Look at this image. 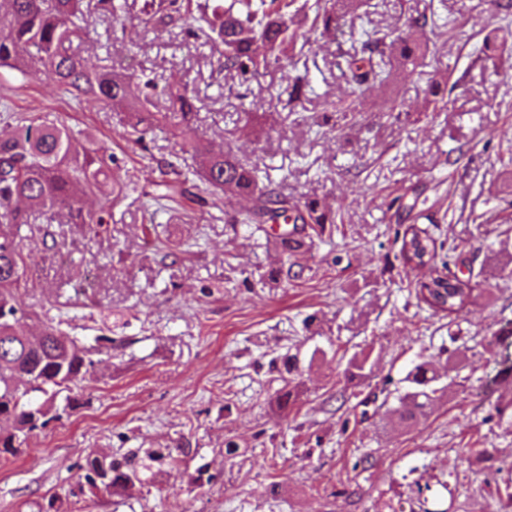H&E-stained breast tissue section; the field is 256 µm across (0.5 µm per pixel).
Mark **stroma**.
Listing matches in <instances>:
<instances>
[{"label": "stroma", "mask_w": 512, "mask_h": 512, "mask_svg": "<svg viewBox=\"0 0 512 512\" xmlns=\"http://www.w3.org/2000/svg\"><path fill=\"white\" fill-rule=\"evenodd\" d=\"M286 6L298 38L287 68L249 77L219 71L210 46L165 30L124 35L91 6L72 51L161 85L189 84V122L158 124L135 143L130 112L89 110L54 77L0 71V105L63 120L112 157L106 224L36 220L22 227L21 325L50 324L86 344L108 336L96 380L69 417L0 458V512H512V400L501 362L512 344V8L496 0H363L336 34ZM422 17L415 67L352 103L342 75L355 33L404 35ZM306 77L292 99L285 73ZM450 83L437 106L431 83ZM224 147L258 169L289 204H316L286 253L270 224L244 223L254 201H201L197 147ZM177 165L185 192L157 205L160 168ZM414 224L473 295L446 315L416 297L424 271L406 268L397 231ZM298 354L299 371L277 361ZM372 372L344 375L353 355ZM435 361L440 392L413 426L387 397ZM294 391L289 410L275 395ZM237 449L227 454L226 442ZM170 449L166 463L150 452ZM135 457L132 493L80 492L88 457Z\"/></svg>", "instance_id": "1"}]
</instances>
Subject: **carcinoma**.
Listing matches in <instances>:
<instances>
[{
	"label": "carcinoma",
	"instance_id": "cac0c4a2",
	"mask_svg": "<svg viewBox=\"0 0 512 512\" xmlns=\"http://www.w3.org/2000/svg\"><path fill=\"white\" fill-rule=\"evenodd\" d=\"M362 0H336V11L316 3V21L325 33L340 29L345 17L361 7ZM179 0H168L167 7L140 21V28L167 25L173 14L181 13ZM81 0H0V69L8 68L30 78L40 69L55 75L57 81L79 101L93 107H125L126 85L136 78L142 85L143 100L135 109V142L144 139L142 125L155 119L147 111L152 100L164 95L168 112L187 119L195 109L193 90L184 85L158 90L151 78L134 73L112 71V67L74 69L76 57L72 45L88 35L81 25ZM292 20L278 11H269L265 0H229L217 2L211 12L203 11L187 27L188 36L205 39L219 55V67L226 73L242 76L260 63H276L285 47L297 38L290 30ZM385 43V37H370L361 44L360 54L346 61L351 95L360 98L371 80L388 83L393 72L376 70L372 54ZM111 176L105 155L89 140H76L61 121L35 117L20 122L15 131L0 138V417L13 421L11 430L0 431V455L15 454L35 431L53 420L70 415L75 392L88 387L99 352L97 343L113 342L98 337L87 346L60 336L47 325L38 337L27 336L20 326L24 309L19 298L21 266L24 260L17 241V230L30 223L33 212L46 210L67 224H103L107 210H87L81 196L102 190ZM204 191L248 193L256 201L253 215L262 217L287 212L275 189L259 187L255 168L228 153L210 150L199 175ZM401 257L407 264L413 259L437 257L436 240L414 224L402 235ZM437 277L416 288L419 301L436 312L453 314L464 307L473 288L451 282L448 262L434 267ZM369 356H352L346 372L350 378L364 376ZM438 380L433 367L421 363L405 377L404 393L397 396L391 410L406 425L425 414L437 392ZM84 480L90 488L129 492L139 481L131 459L118 461L95 457L86 461Z\"/></svg>",
	"mask_w": 512,
	"mask_h": 512
}]
</instances>
